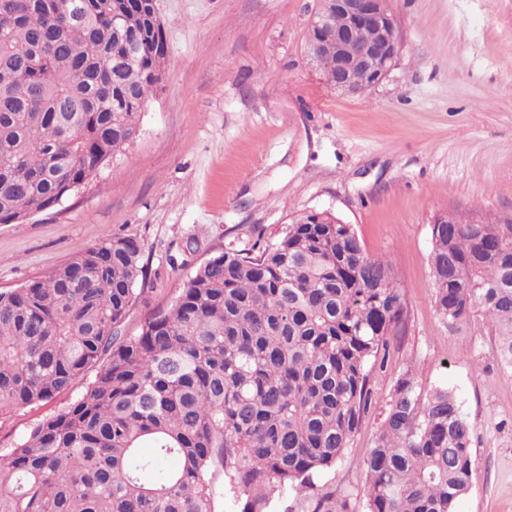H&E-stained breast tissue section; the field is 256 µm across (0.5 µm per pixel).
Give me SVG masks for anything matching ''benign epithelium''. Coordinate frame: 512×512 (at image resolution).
I'll use <instances>...</instances> for the list:
<instances>
[{
    "label": "benign epithelium",
    "mask_w": 512,
    "mask_h": 512,
    "mask_svg": "<svg viewBox=\"0 0 512 512\" xmlns=\"http://www.w3.org/2000/svg\"><path fill=\"white\" fill-rule=\"evenodd\" d=\"M403 49L388 0H323L310 22L308 53L317 66L330 59L343 93L365 92L385 80Z\"/></svg>",
    "instance_id": "benign-epithelium-1"
}]
</instances>
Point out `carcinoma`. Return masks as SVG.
<instances>
[{
    "label": "carcinoma",
    "mask_w": 512,
    "mask_h": 512,
    "mask_svg": "<svg viewBox=\"0 0 512 512\" xmlns=\"http://www.w3.org/2000/svg\"><path fill=\"white\" fill-rule=\"evenodd\" d=\"M0 224L57 205L133 142L168 47L150 0H5ZM143 245L106 234L67 265L0 291V416L93 379L0 453V512H355L321 476L372 404L403 294L352 225L300 213L262 247L226 249L137 336L118 327ZM434 306L476 314L512 367V223L432 227ZM455 394L396 380L365 460L366 512H455L474 475Z\"/></svg>",
    "instance_id": "carcinoma-1"
}]
</instances>
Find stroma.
<instances>
[{
    "instance_id": "35a3bbf8",
    "label": "stroma",
    "mask_w": 512,
    "mask_h": 512,
    "mask_svg": "<svg viewBox=\"0 0 512 512\" xmlns=\"http://www.w3.org/2000/svg\"><path fill=\"white\" fill-rule=\"evenodd\" d=\"M320 0H157L168 55L137 138L58 205L0 224V290L66 265L104 234L138 239L147 277L121 327L173 300L227 248L273 243L292 217L329 212L367 254L394 263L406 308L392 371L325 475L356 512L364 461L397 376L452 390L473 427L474 476L456 512H512V369L473 317L452 334L433 302L432 222L512 218V0H389L403 50L360 94L330 88L308 60ZM83 387L0 423V451Z\"/></svg>"
}]
</instances>
